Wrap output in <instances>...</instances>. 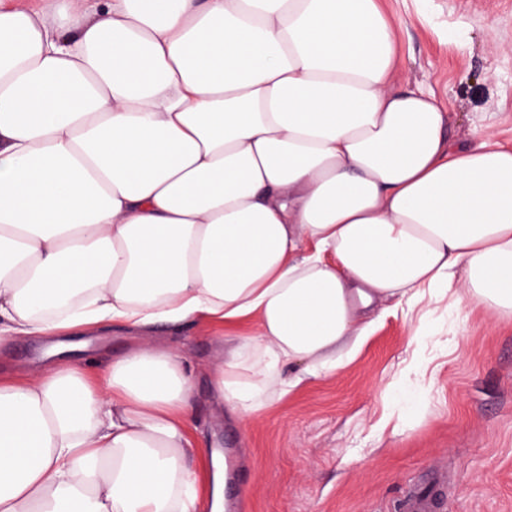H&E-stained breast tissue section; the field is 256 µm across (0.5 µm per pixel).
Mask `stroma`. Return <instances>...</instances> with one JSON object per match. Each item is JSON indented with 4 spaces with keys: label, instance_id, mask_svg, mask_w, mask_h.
<instances>
[{
    "label": "stroma",
    "instance_id": "obj_1",
    "mask_svg": "<svg viewBox=\"0 0 512 512\" xmlns=\"http://www.w3.org/2000/svg\"><path fill=\"white\" fill-rule=\"evenodd\" d=\"M398 26L396 86L427 83L452 114L451 140L482 128L512 146V0H383ZM392 301L356 356L335 373L273 398L251 420L230 418L209 374L224 354L217 329L186 322L156 332L107 323L70 361L99 364L151 344L196 367L192 431L242 453V479L224 486L238 512H395L425 479L448 484L442 512H512V320L439 300L413 318ZM40 338L0 339V378L44 367Z\"/></svg>",
    "mask_w": 512,
    "mask_h": 512
}]
</instances>
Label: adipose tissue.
<instances>
[{"mask_svg":"<svg viewBox=\"0 0 512 512\" xmlns=\"http://www.w3.org/2000/svg\"><path fill=\"white\" fill-rule=\"evenodd\" d=\"M42 2H0V335L49 358L0 381V512L224 510L187 358L98 374L61 332L254 321L211 375L249 419L381 299L512 317V148L452 147L434 93L395 87L379 0Z\"/></svg>","mask_w":512,"mask_h":512,"instance_id":"1","label":"adipose tissue"}]
</instances>
